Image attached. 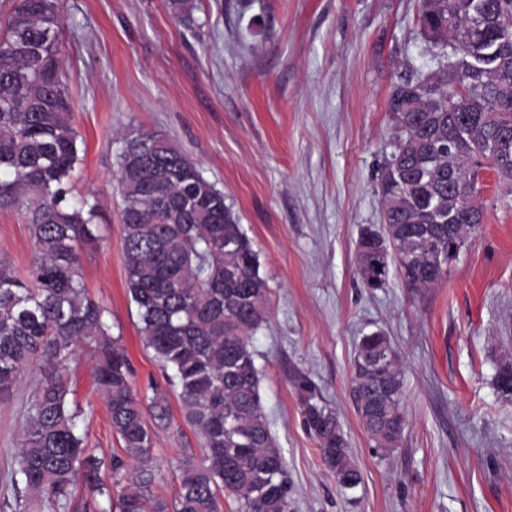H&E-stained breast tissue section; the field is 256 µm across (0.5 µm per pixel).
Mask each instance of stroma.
I'll return each mask as SVG.
<instances>
[{"label": "stroma", "instance_id": "1", "mask_svg": "<svg viewBox=\"0 0 512 512\" xmlns=\"http://www.w3.org/2000/svg\"><path fill=\"white\" fill-rule=\"evenodd\" d=\"M62 0V66L87 143L73 186L96 195L99 230L83 243L89 293L112 314L138 388L162 382L125 283L113 174L131 126L171 137L224 193L268 280L271 319L251 340L264 413L288 463L292 512H512V401L492 386L512 359V210L483 193L485 222L442 282L410 294L397 276L363 288L356 244L383 226L377 165L391 142L392 83L435 70L418 34V0ZM23 212L0 211V260L27 269ZM382 331L404 363L408 425L375 453L350 396L355 344ZM71 399L88 410L95 453L119 452L83 357ZM332 410L362 473L341 491L303 424L295 383ZM33 380L0 401L6 469ZM174 415L155 432L151 489L171 497L177 462L198 453Z\"/></svg>", "mask_w": 512, "mask_h": 512}]
</instances>
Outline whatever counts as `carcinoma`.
Segmentation results:
<instances>
[{"instance_id": "cac0c4a2", "label": "carcinoma", "mask_w": 512, "mask_h": 512, "mask_svg": "<svg viewBox=\"0 0 512 512\" xmlns=\"http://www.w3.org/2000/svg\"><path fill=\"white\" fill-rule=\"evenodd\" d=\"M419 33L440 58L428 74L401 78L386 110L394 135L376 191L383 231L360 237L357 275L383 287L396 270L413 292L437 286L485 221L492 176L512 209V0H419ZM61 0H9L0 20V211L24 212L35 256L26 274L0 261V399L38 366L18 442L0 483L9 512H291L285 457L262 406L252 335L270 316L257 251L224 193L161 132L120 137L125 282L144 346L166 386L141 393L111 313L84 286L80 250L97 207L70 195L86 153L62 67ZM382 332L359 338L351 394L373 448L388 454L406 427L401 356L367 371ZM92 361V378L122 453L89 448L85 412L72 405L69 361ZM512 362L493 377L497 394ZM304 424L322 464L344 490L361 473L332 411L296 383ZM200 440L179 460L174 495L147 489L154 436L169 426L168 394ZM84 489L75 504L77 486Z\"/></svg>"}]
</instances>
